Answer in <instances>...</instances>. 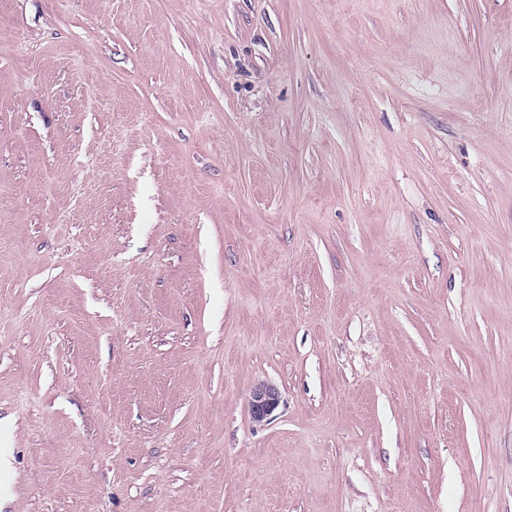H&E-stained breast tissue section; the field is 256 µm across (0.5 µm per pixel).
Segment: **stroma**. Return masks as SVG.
Here are the masks:
<instances>
[{"label": "stroma", "mask_w": 512, "mask_h": 512, "mask_svg": "<svg viewBox=\"0 0 512 512\" xmlns=\"http://www.w3.org/2000/svg\"><path fill=\"white\" fill-rule=\"evenodd\" d=\"M1 455L0 512H512V0H0ZM279 389L268 381H258L250 390L248 409L251 419L262 423L270 419L280 405Z\"/></svg>", "instance_id": "35a3bbf8"}]
</instances>
